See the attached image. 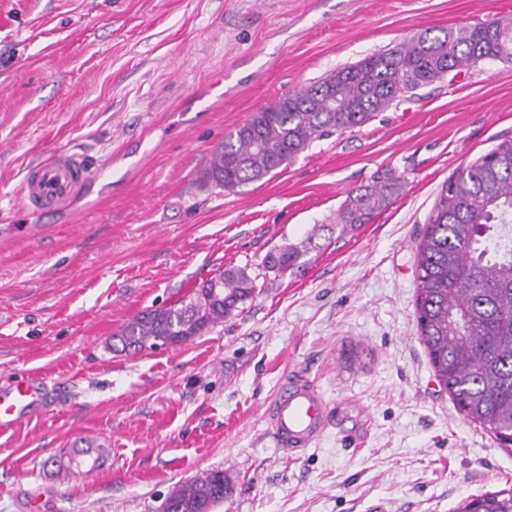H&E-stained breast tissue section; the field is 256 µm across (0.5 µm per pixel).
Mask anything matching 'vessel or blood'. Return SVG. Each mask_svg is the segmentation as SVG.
<instances>
[{
  "instance_id": "obj_1",
  "label": "vessel or blood",
  "mask_w": 512,
  "mask_h": 512,
  "mask_svg": "<svg viewBox=\"0 0 512 512\" xmlns=\"http://www.w3.org/2000/svg\"><path fill=\"white\" fill-rule=\"evenodd\" d=\"M113 161L105 159L91 169L85 157L66 148L55 149L27 173L22 206L34 217L67 211L73 196L88 189L98 176L111 172ZM42 382H14L0 386V427L18 424L37 406L46 403ZM332 407L321 390L304 376H283L265 407L267 430L285 457L305 452L326 431Z\"/></svg>"
}]
</instances>
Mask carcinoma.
I'll return each instance as SVG.
<instances>
[{"instance_id": "1", "label": "carcinoma", "mask_w": 512, "mask_h": 512, "mask_svg": "<svg viewBox=\"0 0 512 512\" xmlns=\"http://www.w3.org/2000/svg\"><path fill=\"white\" fill-rule=\"evenodd\" d=\"M512 59V24L489 21L421 36L338 68L280 97L224 136L204 178L235 192L288 164L317 138L361 127L415 89L480 62ZM397 180L349 194L337 214L347 233L369 223L400 194ZM300 250H270L262 266L284 273ZM414 316L439 383L458 410L497 440L512 438V138L461 167L436 196L416 246ZM210 280L172 305L140 312L109 339L137 354L180 344L221 324L255 296L245 269H224L223 299ZM228 479L213 470L177 486L162 512H201L224 501ZM455 512H512V492L461 500Z\"/></svg>"}]
</instances>
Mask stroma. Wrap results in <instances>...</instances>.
<instances>
[{"mask_svg": "<svg viewBox=\"0 0 512 512\" xmlns=\"http://www.w3.org/2000/svg\"><path fill=\"white\" fill-rule=\"evenodd\" d=\"M512 21V0H0V385L54 398L0 434V512H160L212 470V512H454L512 491V452L456 409L414 319L415 253L442 184L512 137V60L416 89L314 140L281 172L208 186L225 133L365 56L441 30ZM223 95L211 92L217 71ZM207 111H199V104ZM132 153L62 216L20 204L58 147ZM399 180L347 234L351 190ZM297 246L296 269L261 261ZM230 266L257 293L203 335L138 354L107 340ZM339 406L289 459L265 403L284 374ZM94 442L96 470L70 465Z\"/></svg>", "mask_w": 512, "mask_h": 512, "instance_id": "obj_1", "label": "stroma"}]
</instances>
